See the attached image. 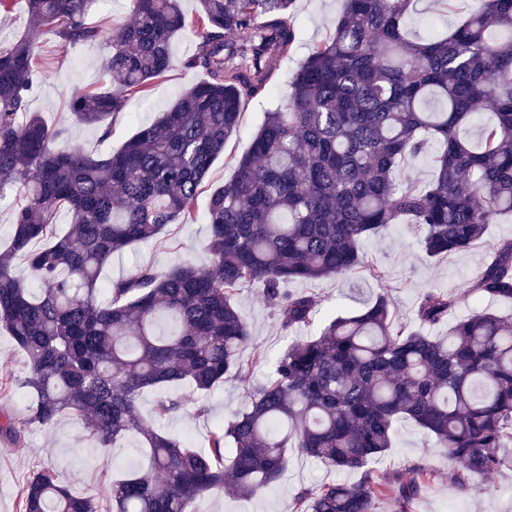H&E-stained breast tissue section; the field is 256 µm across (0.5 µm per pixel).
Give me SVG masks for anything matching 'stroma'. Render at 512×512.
I'll list each match as a JSON object with an SVG mask.
<instances>
[{
  "label": "stroma",
  "instance_id": "obj_1",
  "mask_svg": "<svg viewBox=\"0 0 512 512\" xmlns=\"http://www.w3.org/2000/svg\"><path fill=\"white\" fill-rule=\"evenodd\" d=\"M470 5L471 0H458L455 11L446 14L435 0H419L411 16L409 33L414 37L428 36L427 21L431 18L436 19L441 30H449L463 19ZM342 6L343 0H296L294 21L299 38L292 57L278 66V92L275 97L257 98L246 104L243 125L226 141L223 154L213 164L204 183L205 190L197 201L198 211H205L209 189L231 179L236 159L249 150L266 112L285 101L292 70L310 46L329 36ZM193 50L190 35L175 38L173 70L156 79L146 97L130 102L127 114L115 119L112 136L104 141L94 128L74 121L68 112V101L74 93L103 82L109 53L107 45L97 43L64 49L52 38H42L36 48L40 83L31 98L30 109L41 113L48 125L62 129V144L77 146L89 153L107 154L118 149L140 125L156 120L189 85L198 81V73L181 66ZM208 235V226L201 219L169 225L157 239L133 245L116 255L103 269L101 278L115 280L146 266L163 273L182 260L206 263L204 246ZM421 237L419 227L394 224L363 241L365 260L381 269L382 281H375L363 270L313 283H289V290L306 291L317 302V313L305 331L306 336H316L332 317L374 298L382 290L386 291L399 320L411 325L416 322L421 296L432 289L448 292L456 298L451 313L455 320L481 310L512 311L510 304L487 297L476 298L467 292L500 244L512 240V216L498 217L494 224L487 226L481 239L459 253L429 257L419 244ZM236 303L253 335L250 348L241 354L240 377L226 380L205 397L191 396L182 412L161 424L165 434L193 448L205 447L210 430L216 424L233 419L243 409L251 385L263 381L271 370V359L296 339L294 332L281 329L272 308L263 299L261 285L241 288ZM257 350L265 354V362H253L252 355ZM30 399V394L24 390H0V414L10 415L24 428L21 442L0 437V512H19L28 476L43 467L53 468L60 482L91 498L95 505L106 506L113 472L127 470L142 460L140 437L129 436L116 447L104 450L96 446L80 418L73 414L65 415L51 428L28 425ZM201 405L206 408L202 414L197 411ZM505 455V466L476 489L459 490L448 484L451 464L444 450L435 447L433 439L421 429L402 427L393 448L373 463L375 474L392 483L410 467L420 466L433 471L435 478L418 497L407 503L399 499L397 492H389L376 502L375 512H512V447L506 449ZM357 479V473H341L320 463L293 457L279 482L265 492L238 497L221 489L201 499L196 509L197 512H288L301 487L336 480L352 483Z\"/></svg>",
  "mask_w": 512,
  "mask_h": 512
}]
</instances>
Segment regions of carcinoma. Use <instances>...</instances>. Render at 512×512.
I'll list each match as a JSON object with an SVG mask.
<instances>
[{"label":"carcinoma","instance_id":"obj_1","mask_svg":"<svg viewBox=\"0 0 512 512\" xmlns=\"http://www.w3.org/2000/svg\"><path fill=\"white\" fill-rule=\"evenodd\" d=\"M131 2L132 20L113 27L107 79L70 98L73 118L109 138L114 117L172 69L181 32L198 40L182 65L203 78L105 155L61 145L63 132L29 111L38 40L97 43L110 26L106 17L85 22L98 0H24L33 27L0 43V202L11 199L13 212L12 245L0 253V328L28 358L27 375L11 381L34 395L27 423L49 428L75 414L100 448L141 436L145 460L112 481L110 512H196L226 481L255 495L280 480L291 454L360 474L300 488L293 512H373L389 485L371 463L403 424L446 451L448 483L470 488L497 472L512 444V314L470 315L436 340L422 328L456 304L437 289L421 298L416 328L381 294L291 343L204 450L155 429L140 404L148 389L209 394L239 375L252 340L235 302L243 285H263L283 329L306 327L316 301L284 286L354 273L365 237L414 224L425 252L440 256L470 248L512 213V0H476L453 29L428 39L408 37L413 0H344L329 38L291 75L285 103L266 113L232 178L210 192V266L139 267L105 283L114 254L197 219L200 190L242 125L244 102L274 93L298 40L295 0H196L190 18L181 0ZM483 109L492 121L473 145L462 132ZM430 139L440 145L434 178L397 181L400 161ZM62 211L71 233L57 230ZM18 254L39 292L13 273ZM469 291L512 299V240ZM184 405L161 394L153 420ZM0 436L21 438L8 415ZM429 478L409 470L402 502ZM20 512L97 508L42 468L27 480Z\"/></svg>","mask_w":512,"mask_h":512}]
</instances>
